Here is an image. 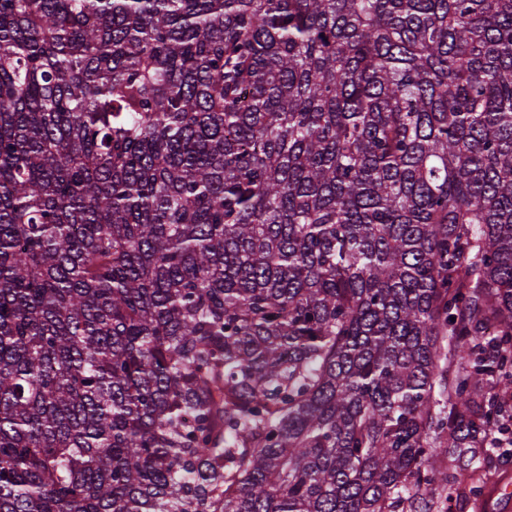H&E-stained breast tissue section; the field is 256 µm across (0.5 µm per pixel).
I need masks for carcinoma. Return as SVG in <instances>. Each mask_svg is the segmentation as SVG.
Segmentation results:
<instances>
[{
	"label": "carcinoma",
	"instance_id": "carcinoma-1",
	"mask_svg": "<svg viewBox=\"0 0 512 512\" xmlns=\"http://www.w3.org/2000/svg\"><path fill=\"white\" fill-rule=\"evenodd\" d=\"M507 457L512 0H0V512Z\"/></svg>",
	"mask_w": 512,
	"mask_h": 512
}]
</instances>
